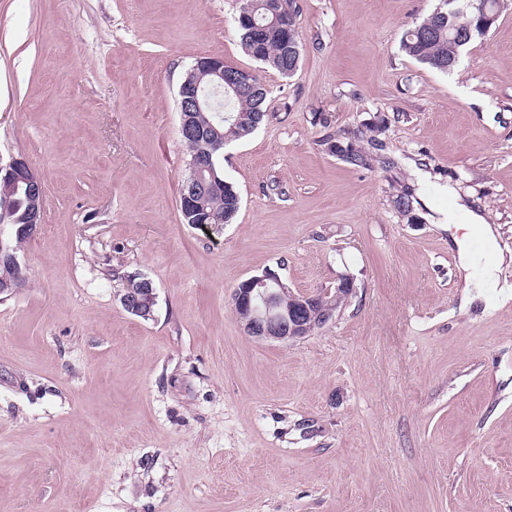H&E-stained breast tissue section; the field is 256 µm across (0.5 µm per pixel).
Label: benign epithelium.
<instances>
[{
  "mask_svg": "<svg viewBox=\"0 0 512 512\" xmlns=\"http://www.w3.org/2000/svg\"><path fill=\"white\" fill-rule=\"evenodd\" d=\"M474 7L478 12L479 26L470 29L456 37L454 51L448 56V67L455 66L460 59L461 50L472 38L479 34L490 32L497 23L500 15V5L493 6L489 3L476 4L468 0L457 6V9ZM224 58L203 57L198 60L197 68L203 69L211 75V87L216 90L224 89ZM180 97V127L179 131L184 136H195L197 130L191 121L190 113L202 111V107L208 105L209 97L199 81L192 74H187L179 85ZM206 166L197 160L190 164V179L188 182L189 193L184 198L191 199V193L198 190L203 184ZM3 173V186L7 191L16 192L20 187H25L29 198L38 203L44 202V188L40 181L32 178V169L23 159L12 161L7 167L1 168ZM286 287L281 278L272 272L265 271L260 276H254L246 280L240 287L234 289L233 304L237 313L246 317L245 330L252 336L260 339H279L282 329L288 330V338L301 339L304 337V329L312 318V308L320 300L329 299L341 304L343 300L355 292L354 281L345 276L339 279L333 288L320 289L312 293H301L293 290L288 292L292 304L288 311L280 310V289ZM127 307L144 317L151 316L155 305L154 289H143L125 299Z\"/></svg>",
  "mask_w": 512,
  "mask_h": 512,
  "instance_id": "benign-epithelium-1",
  "label": "benign epithelium"
}]
</instances>
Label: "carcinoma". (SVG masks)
Instances as JSON below:
<instances>
[{"mask_svg":"<svg viewBox=\"0 0 512 512\" xmlns=\"http://www.w3.org/2000/svg\"><path fill=\"white\" fill-rule=\"evenodd\" d=\"M269 5L270 0H242V6L251 9L253 19L259 25L269 23ZM475 15L476 10L473 8L464 15L450 13L448 0H437L433 10L402 36L401 50L417 62L448 74V33H459L468 26H475ZM297 18L298 8L293 4L291 9L284 10L279 16L280 27L271 28L261 42L257 41L251 26L244 24L238 17L234 22L244 51L267 68L286 76L295 61V57L288 55V32L298 31ZM251 81L256 84V88H235L228 83L224 84V92L215 96L214 109L194 114L197 126L218 147L212 150L211 155L214 180L210 181L206 191L199 194L196 203L180 209L185 224H229L240 209V194L236 186L225 179L222 163L227 146L248 137L269 119L265 107L266 88L257 75ZM330 150L353 166L366 164L363 151L351 141H338L330 146ZM414 202L416 199L410 192H403L393 200L396 210L410 221L415 220ZM5 208L14 211V227L20 229V232L12 237L0 235V244L3 245L0 250V279L21 280L23 276L13 267L11 256L33 235L41 219L34 218L30 213L29 198L22 190L8 202L0 199V211Z\"/></svg>","mask_w":512,"mask_h":512,"instance_id":"cac0c4a2","label":"carcinoma"}]
</instances>
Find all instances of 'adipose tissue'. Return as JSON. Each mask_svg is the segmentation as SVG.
<instances>
[{
  "instance_id": "1",
  "label": "adipose tissue",
  "mask_w": 512,
  "mask_h": 512,
  "mask_svg": "<svg viewBox=\"0 0 512 512\" xmlns=\"http://www.w3.org/2000/svg\"><path fill=\"white\" fill-rule=\"evenodd\" d=\"M480 239L482 251H475L471 245L473 239ZM458 249L459 268L464 274L465 299L472 302L485 298V289L495 276L497 268L494 265L482 264L483 253H493L497 250L495 233L490 224L476 213H468L466 232L463 237L455 239Z\"/></svg>"
}]
</instances>
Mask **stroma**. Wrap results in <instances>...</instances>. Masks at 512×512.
Returning <instances> with one entry per match:
<instances>
[{"label": "stroma", "mask_w": 512, "mask_h": 512, "mask_svg": "<svg viewBox=\"0 0 512 512\" xmlns=\"http://www.w3.org/2000/svg\"><path fill=\"white\" fill-rule=\"evenodd\" d=\"M240 3L0 0V166L44 187L0 298V512H512V0L449 74L400 49L435 0H297L289 76L243 50ZM212 56L260 73L270 114L224 151L221 227L179 212L178 87ZM455 194L496 233L487 303L462 301ZM266 270L356 291L264 340L232 293ZM141 280V277H133V275H127L124 277V283H123V294H126L130 288H140L143 290H140L139 292H134L132 295H130L127 299H125V303L127 304V307L137 313L130 312L125 305L122 303L124 308L131 314L141 317L140 315L144 317H150L153 312V307L155 305V293L154 289L150 287V289L147 290V288H141L139 281Z\"/></svg>", "instance_id": "obj_1"}]
</instances>
